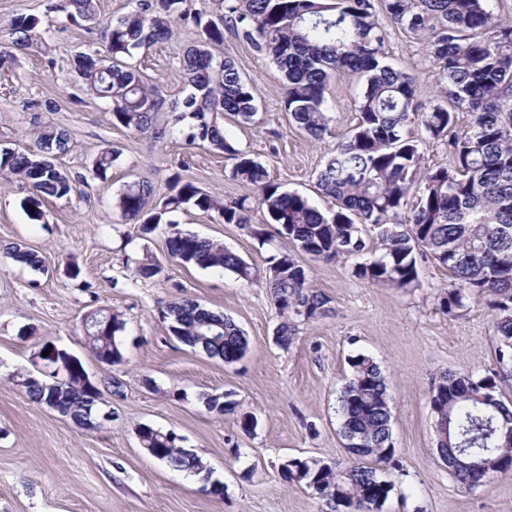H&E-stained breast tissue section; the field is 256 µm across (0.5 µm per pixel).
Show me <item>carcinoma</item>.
<instances>
[{
  "mask_svg": "<svg viewBox=\"0 0 512 512\" xmlns=\"http://www.w3.org/2000/svg\"><path fill=\"white\" fill-rule=\"evenodd\" d=\"M491 0H382L387 18L421 37L423 50L437 71L442 103L429 109L418 101L414 78L386 61V33L374 0H135V7L115 21L100 20L96 0H47L46 13L62 14L71 25L96 34L88 51L76 53L72 68L78 90L100 100L113 122L161 140L165 99L157 83L144 80L136 56L173 38L179 28L194 35L176 58L189 93L175 121L186 142L205 144L235 160L233 178L249 190L225 204L176 172L169 193L157 197L142 179L124 186L115 208L141 224L144 232L170 224L169 215L195 209L215 212L226 224L249 230L259 245L270 242L262 226L278 225L284 250L268 259L266 286L281 318L275 328L280 346L288 347L296 323L328 316L330 299L311 288L310 270L297 254L314 259L357 258L354 277L397 289L418 281V257H429L448 270V288L440 295L442 313L454 315L472 299L486 301L503 371H512V16L493 11ZM39 18L17 14L0 24V68L11 69L16 53L35 41L46 44ZM266 56L283 74L284 108L289 118L319 140L328 127L326 93L331 77L345 73L363 81L356 126L327 153L316 185L336 201L323 212L298 193L279 190L254 154L239 151L224 134V116L240 124L257 114L252 82L224 53L226 32ZM457 111L470 113L467 130L450 134ZM420 127L433 140L448 139L453 162L422 169L423 141L412 136ZM21 150L0 151V178H18L30 187L20 202L33 221L43 218L48 198H66L71 177L54 163L70 150L68 131L52 124L30 128ZM118 155L99 153L92 175L107 180ZM264 219L258 221L255 215ZM169 256L186 266L229 271L244 280L257 272L218 240L180 231L167 238ZM18 264L44 270L42 259L16 245ZM178 339L226 364L238 361L248 340L228 316L194 300L170 303L163 314ZM108 321V329H86L89 349L101 362L124 361L118 336L121 315L97 311L86 324ZM337 397L336 412L345 448H356L345 462L327 463L292 457L282 464L285 481L303 484L325 499L334 512H367V504L389 499L395 485L379 465L394 464L391 401L379 364L357 354ZM35 402L85 423L92 393L82 363L56 376L36 378L15 373ZM499 378L475 379L443 372L429 396L438 434L437 448L448 453V474L476 486L485 481L479 465L512 459V401L503 399ZM140 445L176 471H189L220 491L195 453L149 425L138 429Z\"/></svg>",
  "mask_w": 512,
  "mask_h": 512,
  "instance_id": "obj_1",
  "label": "carcinoma"
}]
</instances>
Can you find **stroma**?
<instances>
[{
	"label": "stroma",
	"mask_w": 512,
	"mask_h": 512,
	"mask_svg": "<svg viewBox=\"0 0 512 512\" xmlns=\"http://www.w3.org/2000/svg\"><path fill=\"white\" fill-rule=\"evenodd\" d=\"M49 23L51 53L29 49L16 76L0 77V148H21L22 132L35 124L62 126L71 149L57 163L77 183L70 199H47L37 222L20 206L27 184L0 179V512H332L310 489L285 481L280 465L293 456L346 459L336 399L350 374L348 358L357 353L376 359L393 397L400 467L391 473L395 491L383 512H512V474L470 488L449 476L438 457L429 403L439 372L498 371L486 307L473 301L457 315L443 314L439 296L450 275L429 258L418 262L415 287L396 289L356 279L352 261L304 254L311 285L329 297L332 311L299 325L289 347L281 348L264 282L180 265L166 246L172 230L194 233L223 242L262 270L279 241L259 246L239 225L192 209L173 213L172 224L145 235L113 206L127 182L147 176L162 190L180 169L209 194L235 201L245 190L232 177L233 160L178 133L157 141L114 126L101 102L77 97L74 88L70 60L87 49L92 34L55 15ZM386 32L388 60L414 77L420 102L435 104L436 73L421 38L391 23ZM183 46L180 39L159 43L139 60L170 105L184 96V79L173 65ZM224 50L253 80L257 106L251 124L225 120L226 135L241 151L258 155L281 190L330 208L316 174L329 149L358 122L359 83L342 73L331 79L329 126L316 141L289 121L274 64L230 33ZM105 147L121 156L102 183L88 173ZM17 244L37 251L44 271L16 264L9 249ZM148 256L162 271L144 281L132 269ZM74 264L81 269L75 280L68 276ZM179 298L232 318L249 341L242 359L227 364L174 337L162 314ZM102 307L126 322L123 364L100 362L84 343L81 320ZM48 341L79 358L92 379L119 382V391L102 392L99 406L111 418L100 428H79L14 381L15 372L32 369L35 352ZM227 393L238 403L236 414L211 412L207 399ZM247 417L254 427L243 428ZM144 424L180 436L182 446L209 465L222 495L149 456L137 433Z\"/></svg>",
	"instance_id": "35a3bbf8"
}]
</instances>
